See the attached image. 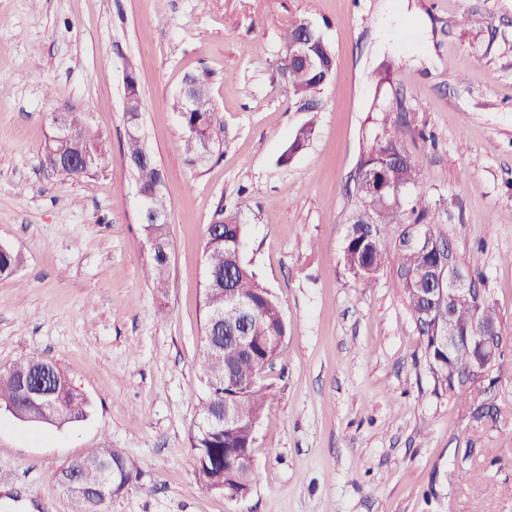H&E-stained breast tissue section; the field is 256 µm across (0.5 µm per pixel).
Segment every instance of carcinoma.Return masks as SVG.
<instances>
[{"label": "carcinoma", "instance_id": "1", "mask_svg": "<svg viewBox=\"0 0 512 512\" xmlns=\"http://www.w3.org/2000/svg\"><path fill=\"white\" fill-rule=\"evenodd\" d=\"M281 71L285 77L288 96L295 100L313 98L324 85V72L306 75L293 67L288 56L281 59ZM174 110L179 112L185 130H198V134L184 139L185 152L190 156L202 153L203 139L209 137L219 143L224 123L219 110L209 105L207 112H189L185 109L184 97L176 98ZM73 154L91 153L95 158L92 171L103 168L109 154L108 142L100 133L82 124L75 132V138L68 144ZM360 167L374 172V178L388 177L404 186L417 182L422 169L421 160L411 156L404 144L397 138L377 143L372 151L361 160ZM139 188L150 191L159 177V169L150 160L135 169ZM358 193L365 205V211L355 222L353 238L345 251V261L355 277L364 282L372 281L387 261V251L382 247L385 230L392 224L402 223L401 204L388 192L379 189L377 183L358 185ZM144 236H152L165 247L166 255L147 262L143 276L159 290L167 286V272L175 249L166 224L142 225ZM246 225L233 214L218 213L207 228L205 243V265L232 280V287L249 294L255 302V315L269 336L287 335L286 323L281 320L282 308L278 297L261 285L256 272L243 256ZM401 262L399 268L423 269L431 263V256L423 245H414L408 238L400 241ZM21 263V256L7 248H0V276L12 274ZM396 288L405 299L415 319L427 311L429 303L425 298L426 282L409 283L397 279ZM224 307V289L203 288V333L212 331L210 313ZM450 313L455 324L466 326L472 319L474 305L471 299L457 296L451 303ZM425 357L435 383L446 388L456 385V396H468L475 402L480 399L481 388L466 385L459 380H448V371H457L461 377L466 372V353L448 354L431 332L420 331ZM264 345L257 344L251 351L239 350L231 339L224 340V352L218 354L207 345H202L197 358L200 380L206 387L201 402L200 425L191 436V447L196 461V474L202 487H208L203 479L205 474H214L224 468V449L248 452L254 439V427L262 418L270 403V386L250 384L251 378L261 367H269ZM32 380H43L51 386V404L24 403L23 393ZM233 408L237 415L235 425L224 431L202 432L201 424L209 415L215 414L220 404ZM20 406L33 419H41L49 413L55 417L58 426L79 422L87 417L88 403L84 397L73 391L65 372L55 363L38 353L31 352L5 371L0 372V408ZM119 459V450L103 446L91 449L84 458L66 464L61 472L78 471L83 481L92 486L100 478L101 471L112 468V462ZM111 497H71L74 512H102Z\"/></svg>", "mask_w": 512, "mask_h": 512}]
</instances>
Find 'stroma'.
Instances as JSON below:
<instances>
[{"mask_svg": "<svg viewBox=\"0 0 512 512\" xmlns=\"http://www.w3.org/2000/svg\"><path fill=\"white\" fill-rule=\"evenodd\" d=\"M305 21L334 72L307 113L284 87L281 33ZM138 69L141 127L161 170L175 251L169 286L144 278L141 201L124 155V74ZM207 73L224 131L189 161L173 109ZM0 370L57 363L86 420L30 424L0 411V512H71L62 466L109 445L134 467L104 512H512V341L495 421L438 395L395 288L415 208L483 274L512 338V0H0ZM106 135V168L61 181L42 159L51 113ZM314 133L288 165L299 126ZM398 137L423 161L405 188L391 261L372 282L345 262L362 208L360 160ZM237 214L244 255L280 300L288 334L264 382L258 480L201 488L191 448L204 385L206 229ZM479 474L478 486L462 481Z\"/></svg>", "mask_w": 512, "mask_h": 512, "instance_id": "1", "label": "stroma"}]
</instances>
